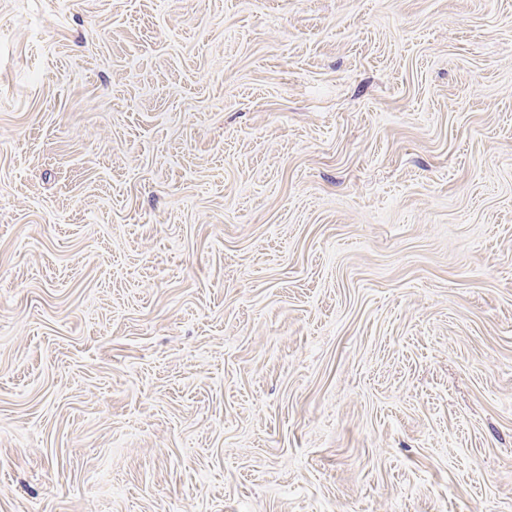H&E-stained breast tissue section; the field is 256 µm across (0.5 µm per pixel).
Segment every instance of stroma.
<instances>
[{
    "label": "stroma",
    "instance_id": "obj_1",
    "mask_svg": "<svg viewBox=\"0 0 512 512\" xmlns=\"http://www.w3.org/2000/svg\"><path fill=\"white\" fill-rule=\"evenodd\" d=\"M0 512H512V0H0Z\"/></svg>",
    "mask_w": 512,
    "mask_h": 512
}]
</instances>
